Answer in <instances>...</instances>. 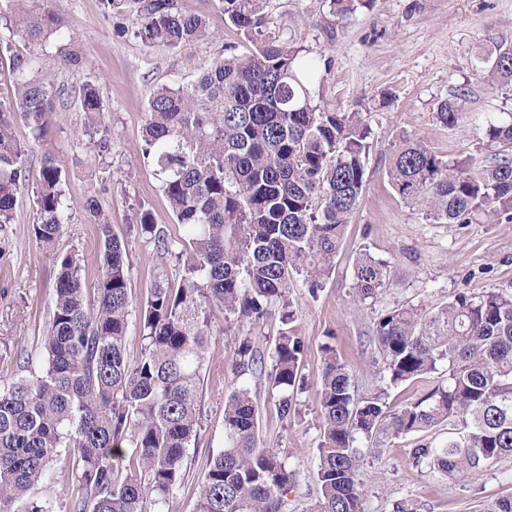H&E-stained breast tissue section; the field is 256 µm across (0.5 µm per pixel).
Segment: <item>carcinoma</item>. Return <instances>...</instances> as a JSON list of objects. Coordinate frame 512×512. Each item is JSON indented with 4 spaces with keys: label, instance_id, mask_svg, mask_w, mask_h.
Listing matches in <instances>:
<instances>
[{
    "label": "carcinoma",
    "instance_id": "1",
    "mask_svg": "<svg viewBox=\"0 0 512 512\" xmlns=\"http://www.w3.org/2000/svg\"><path fill=\"white\" fill-rule=\"evenodd\" d=\"M51 2L0 0V50L17 41L29 47L10 56L13 94L0 100V233L14 220L27 156L39 147L30 233L56 261L42 361L3 350L16 373L0 380V512H151L183 482L198 433L211 304L240 321L280 308L270 363L245 337L235 372L266 377L280 395V416L294 413L307 388V346L288 288L302 276L314 296L332 273L366 185L371 129L359 112L314 102L312 88L324 83L329 65L267 31L266 0H218L224 22L255 50L217 59L194 83L161 85L148 99L142 156L182 226L177 258L185 262L180 282L160 276L150 288L140 311V353L132 359L126 251L96 197L86 204L101 246L96 280L86 279L75 256L55 250L68 228L66 172L48 138L54 103L64 98L38 57L50 40L69 34ZM100 4L107 17L134 8L136 37L146 47L178 48L213 34L210 18L182 11L177 0ZM478 60L493 89L512 92V39L481 48ZM78 99L84 135L107 151L104 101L90 84ZM436 115L448 127L464 118L451 99ZM19 120L29 131L26 143L14 134ZM480 140L495 153L475 173L471 157L445 161L400 138L388 170L393 190L438 224L511 216L512 115L488 122ZM137 232L157 253H174L175 240L149 211L138 214ZM386 276L383 263L361 254L360 299L375 297ZM376 340L389 384L412 383L445 361L447 382L389 411L377 397L356 399L347 365L324 346L320 493L306 512H362L360 436L377 456L379 434L400 438L446 426V442L422 439L410 456L450 479L473 478L512 457V292H460L437 310H389L378 317ZM257 427V404L242 381L225 401L227 446L209 460L196 512H285L296 472L279 449L258 447ZM61 461L73 483L70 497L56 506L30 498L31 489L55 481Z\"/></svg>",
    "mask_w": 512,
    "mask_h": 512
}]
</instances>
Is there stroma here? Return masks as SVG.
<instances>
[{
    "instance_id": "1",
    "label": "stroma",
    "mask_w": 512,
    "mask_h": 512,
    "mask_svg": "<svg viewBox=\"0 0 512 512\" xmlns=\"http://www.w3.org/2000/svg\"><path fill=\"white\" fill-rule=\"evenodd\" d=\"M183 11L209 16L213 37L195 44L147 48L136 37L137 16L127 9L104 17L99 0H53L52 7L82 56L73 73L59 64L56 49L42 57L44 71L69 96V106L52 116L49 144L67 171V233L57 249L77 255L88 280L100 272L99 240L86 219V202L97 196L112 222V233L124 245L129 263L132 300L126 339L130 357L140 350L139 317L147 291L157 275L180 280L183 267L162 257L133 225L141 210L165 226L172 239L182 231L151 167L142 157V128L148 98L162 84L189 85L205 63L228 54H243L250 45L235 27L225 24L218 0H178ZM269 30L282 40L320 52L330 62L323 85L314 94L344 112L362 113L372 129L367 183L336 255L335 269L317 296H310L303 277L289 290L306 338L307 390L299 414L283 422L278 397L265 381L249 386L258 409V445L279 449L297 473L287 512H305L318 494L316 448L319 416L315 391L321 377L322 351L333 341L354 376L358 398L380 396L388 409L420 397L445 380L436 372L413 383L381 390L383 357L374 340L380 313L402 306L436 309L458 292L479 295L500 288L512 291V219L495 217L479 224H438L419 207L403 202L388 178L394 143L407 136L442 159L473 156L483 164L478 129L512 113V100L490 89L477 68L480 47L512 38V0H372L370 6L339 17L326 0H268ZM99 91L106 107L110 152L99 158L83 135L79 101L73 92L82 83ZM389 105H381V95ZM457 98L466 114L447 127L439 122V102ZM31 190L21 188L0 258V343L39 360L53 298L55 262L32 238ZM385 264L387 279L376 298L360 300L354 284L360 253ZM211 339L203 370L198 406L201 429L188 450L183 483L174 491L167 512H195L197 489L208 459L225 446L224 402L235 380L233 360L238 343L250 337L269 351L279 327L278 312L257 323L224 318L210 309ZM412 437L385 440L380 456H364L363 512H393L396 503L413 502L418 512H483L503 495H512V457L475 479L451 481L416 467L410 456Z\"/></svg>"
}]
</instances>
